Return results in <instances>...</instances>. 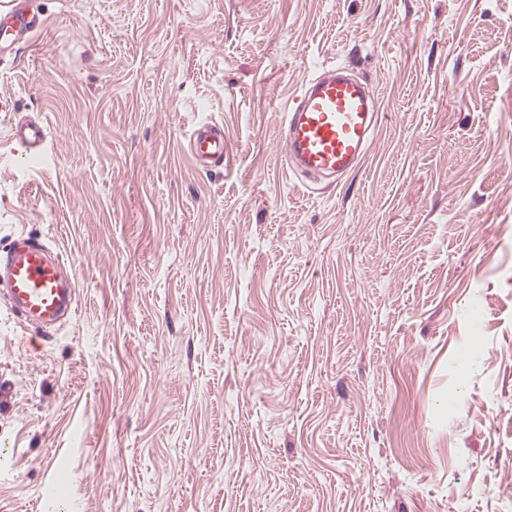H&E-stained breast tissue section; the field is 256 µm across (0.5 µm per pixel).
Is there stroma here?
I'll use <instances>...</instances> for the list:
<instances>
[{"instance_id":"35a3bbf8","label":"stroma","mask_w":512,"mask_h":512,"mask_svg":"<svg viewBox=\"0 0 512 512\" xmlns=\"http://www.w3.org/2000/svg\"><path fill=\"white\" fill-rule=\"evenodd\" d=\"M32 6L0 254L42 242L75 295L50 332L0 297V512H512V0ZM340 64L366 156L289 176L280 109ZM189 149L201 167L224 164V126L217 122L199 125L189 137Z\"/></svg>"}]
</instances>
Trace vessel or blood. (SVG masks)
I'll return each instance as SVG.
<instances>
[{
	"mask_svg": "<svg viewBox=\"0 0 512 512\" xmlns=\"http://www.w3.org/2000/svg\"><path fill=\"white\" fill-rule=\"evenodd\" d=\"M43 26L42 14L20 0L0 20V42L14 43ZM376 116V102L355 78L338 72L303 83L283 109L293 170L335 177L350 171L368 149ZM189 149L199 166L223 164V124L199 125L189 137ZM0 282L8 287L12 311L40 327L57 324L73 300V285L58 260L26 238L18 239L0 264Z\"/></svg>",
	"mask_w": 512,
	"mask_h": 512,
	"instance_id": "1",
	"label": "vessel or blood"
}]
</instances>
